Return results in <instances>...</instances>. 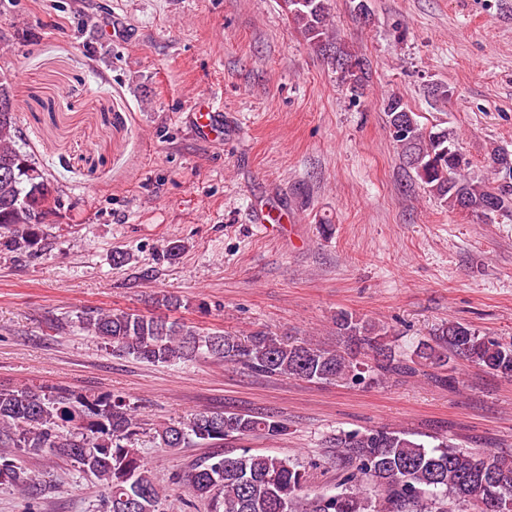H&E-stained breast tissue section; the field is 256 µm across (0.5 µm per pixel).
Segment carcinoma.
Segmentation results:
<instances>
[{
  "mask_svg": "<svg viewBox=\"0 0 512 512\" xmlns=\"http://www.w3.org/2000/svg\"><path fill=\"white\" fill-rule=\"evenodd\" d=\"M289 16L311 46L339 73L341 83L358 88L363 61L336 39L328 0H290ZM393 142L417 180L440 205L469 213L485 223L512 218V152L494 146L488 153L491 177L472 175L457 131L427 127L399 96L384 101ZM17 112H0V228L10 229L0 247L35 256L42 251L45 224L55 215L43 170L20 146ZM162 314L83 310L78 327L97 337L113 353L151 363L173 365L210 359L241 364L269 376L307 381L374 384L395 373L420 367L442 372L436 380L456 388L448 374L453 358L512 377V342L482 335L471 325L449 321L408 352L397 348L386 327L340 310L332 318L339 344L324 347L311 339L290 341L256 330L246 336L224 330L201 332L169 313L183 307L176 295L156 298ZM139 422L130 401L110 393L87 394L63 386L0 387V481L24 494L34 493L33 478L13 460L18 452H50L71 459L103 486L104 512H163L167 495L131 444ZM285 424L271 416L235 412H199L186 423L155 431L162 448L177 449L195 440L208 445L228 438L244 440L256 432L278 437ZM436 444L398 427H380L336 436L342 476L331 493L302 495L306 466L290 457L241 448L233 456L214 455L187 476L191 496L206 502L207 512H448L434 509L444 499L473 512H512V455L473 451L446 436Z\"/></svg>",
  "mask_w": 512,
  "mask_h": 512,
  "instance_id": "1",
  "label": "carcinoma"
}]
</instances>
